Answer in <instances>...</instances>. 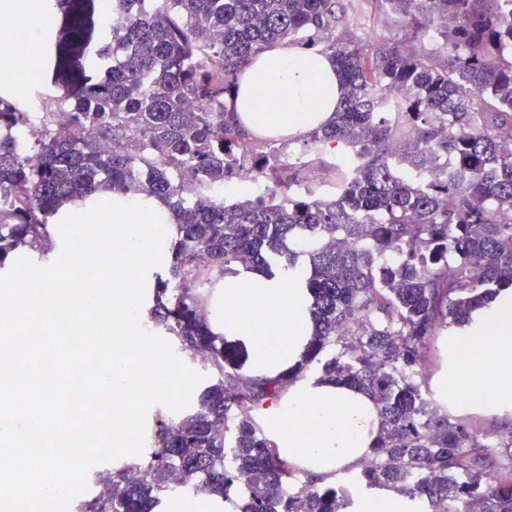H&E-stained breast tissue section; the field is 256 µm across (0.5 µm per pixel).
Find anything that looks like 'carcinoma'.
Here are the masks:
<instances>
[{"label": "carcinoma", "mask_w": 512, "mask_h": 512, "mask_svg": "<svg viewBox=\"0 0 512 512\" xmlns=\"http://www.w3.org/2000/svg\"><path fill=\"white\" fill-rule=\"evenodd\" d=\"M150 2L112 0L94 83L45 28L56 109L24 112L0 89V268L49 255V218L67 202L155 198L176 223L149 319L211 376L185 413L156 420L138 461L96 477L112 494L79 512H154L190 476L234 512H343L380 488L423 512H512V430L432 398L448 361L439 337L512 298V0H369L401 27L393 39L352 23L343 0ZM43 12L79 36L94 0ZM283 40L329 53L340 82L334 118L300 138L250 132L228 107L246 67ZM298 141L306 165L282 164ZM244 170L273 197L213 195ZM315 171L331 195L312 188ZM253 271L300 274L311 299L301 358L271 375L240 372L208 313L225 277ZM311 375L379 413L371 454L334 481L288 463L257 419Z\"/></svg>", "instance_id": "carcinoma-1"}]
</instances>
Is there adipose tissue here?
<instances>
[{"instance_id":"obj_1","label":"adipose tissue","mask_w":512,"mask_h":512,"mask_svg":"<svg viewBox=\"0 0 512 512\" xmlns=\"http://www.w3.org/2000/svg\"><path fill=\"white\" fill-rule=\"evenodd\" d=\"M339 98L329 55L282 42L246 70L235 113L244 121L259 115L286 134L302 133L330 121ZM306 305L295 281L261 272L226 278L224 334L250 349L251 372H277L301 356L309 334ZM448 354L458 376L488 384L490 402L512 404V305L494 310L478 329L451 338ZM262 417L278 433L282 456L327 479L357 468L379 431L367 395L313 377L290 386L287 404L266 407Z\"/></svg>"}]
</instances>
